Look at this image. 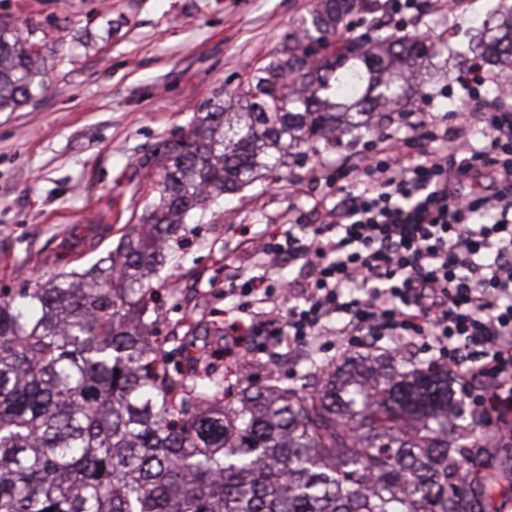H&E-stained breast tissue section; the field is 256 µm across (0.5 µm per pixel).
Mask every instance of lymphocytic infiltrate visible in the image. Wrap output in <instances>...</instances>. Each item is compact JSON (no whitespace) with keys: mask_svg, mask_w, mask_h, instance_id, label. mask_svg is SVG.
<instances>
[{"mask_svg":"<svg viewBox=\"0 0 512 512\" xmlns=\"http://www.w3.org/2000/svg\"><path fill=\"white\" fill-rule=\"evenodd\" d=\"M484 140L464 129L394 140L336 166V205L313 224L263 232L269 270L241 281L256 311L225 327L286 349L335 336L341 349L426 346L467 379L484 417L512 414V113L478 101ZM289 279L273 277L282 262Z\"/></svg>","mask_w":512,"mask_h":512,"instance_id":"1","label":"lymphocytic infiltrate"}]
</instances>
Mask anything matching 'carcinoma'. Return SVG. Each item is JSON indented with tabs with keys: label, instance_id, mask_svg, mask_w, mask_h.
I'll return each mask as SVG.
<instances>
[{
	"label": "carcinoma",
	"instance_id": "1",
	"mask_svg": "<svg viewBox=\"0 0 512 512\" xmlns=\"http://www.w3.org/2000/svg\"><path fill=\"white\" fill-rule=\"evenodd\" d=\"M358 2L317 0L281 56L162 143L158 200L107 256L0 298V512H473L447 368L351 359L308 394L234 392L202 358L172 364L193 329L169 350L152 336L151 277L197 212L408 97L433 44L380 20L345 36ZM487 31L481 54L512 67V5ZM40 55L0 29V112L45 90Z\"/></svg>",
	"mask_w": 512,
	"mask_h": 512
}]
</instances>
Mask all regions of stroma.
I'll return each mask as SVG.
<instances>
[{"label": "stroma", "instance_id": "obj_1", "mask_svg": "<svg viewBox=\"0 0 512 512\" xmlns=\"http://www.w3.org/2000/svg\"><path fill=\"white\" fill-rule=\"evenodd\" d=\"M500 0H464L449 13L443 0H424L409 31L426 34L436 54L423 63L435 77L426 97L402 102L394 115H376L381 134L361 139L353 154H376L383 137L410 133L407 113L430 112L448 127L466 124L470 139L482 126L465 122L474 101L456 81L468 45ZM316 0H0V27L42 48L48 88L12 112H0V289L13 292L61 270L92 266L115 246L122 228L139 223L157 197L149 158L205 103L225 98L249 74L277 57ZM342 156L305 160L292 176L262 178L232 203L206 211L175 266L154 287H175L180 305H166L162 332L178 319L196 323L191 351L206 354L217 373L234 357L219 326L244 317L226 278L241 266L253 275L263 256L242 249L268 224H310L312 208L338 196L329 180ZM271 337H256L246 362L251 383L275 377L302 388L299 362ZM482 512H512V447L467 465ZM495 485L485 495L486 482Z\"/></svg>", "mask_w": 512, "mask_h": 512}]
</instances>
